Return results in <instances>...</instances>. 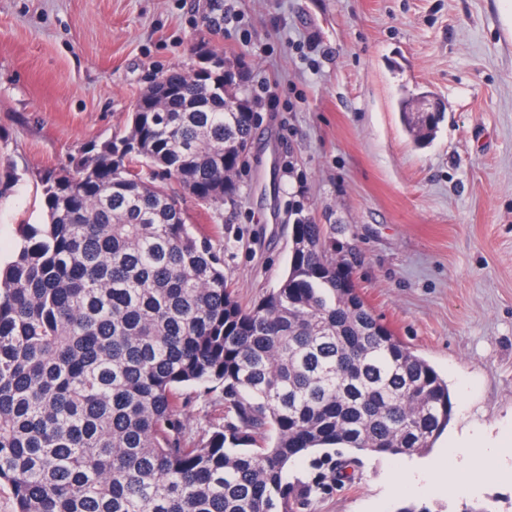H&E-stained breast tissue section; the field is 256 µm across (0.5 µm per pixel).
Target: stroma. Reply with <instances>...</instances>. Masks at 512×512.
I'll list each match as a JSON object with an SVG mask.
<instances>
[{
    "mask_svg": "<svg viewBox=\"0 0 512 512\" xmlns=\"http://www.w3.org/2000/svg\"><path fill=\"white\" fill-rule=\"evenodd\" d=\"M502 0H0V259L20 227L45 220L40 176L122 135L140 93L208 43L243 64L255 106L235 205L183 195L242 306L277 288L293 214L322 224L373 314L447 381L452 419L431 451L290 470L318 484L301 512H512V449L486 452L472 477L456 436H512V39ZM236 24L209 30L210 12ZM272 98H264V89ZM427 95L446 112L418 145L402 103ZM186 435L224 423L219 399H193ZM448 456L455 496L403 488Z\"/></svg>",
    "mask_w": 512,
    "mask_h": 512,
    "instance_id": "35a3bbf8",
    "label": "stroma"
}]
</instances>
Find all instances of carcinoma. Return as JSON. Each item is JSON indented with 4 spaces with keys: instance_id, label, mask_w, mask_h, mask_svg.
Masks as SVG:
<instances>
[{
    "instance_id": "obj_1",
    "label": "carcinoma",
    "mask_w": 512,
    "mask_h": 512,
    "mask_svg": "<svg viewBox=\"0 0 512 512\" xmlns=\"http://www.w3.org/2000/svg\"><path fill=\"white\" fill-rule=\"evenodd\" d=\"M164 112L41 177L47 222L0 267V487L12 512H298L288 470L336 446L422 454L448 385L370 311L323 226L293 225L280 286L243 307L224 261L167 187L235 201L254 110L224 67ZM419 141L442 112L405 113ZM152 170L146 177L138 164ZM221 393L225 424L189 443L183 390Z\"/></svg>"
}]
</instances>
